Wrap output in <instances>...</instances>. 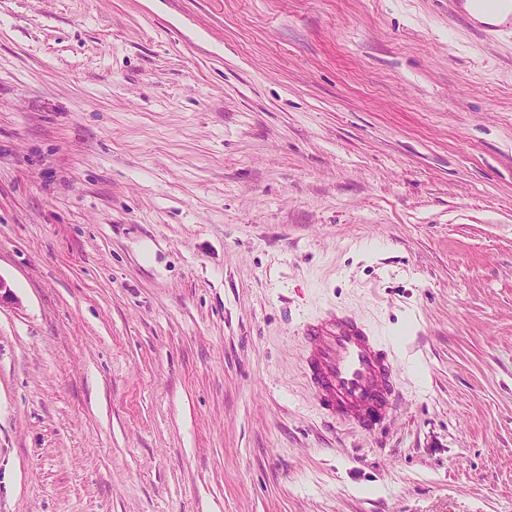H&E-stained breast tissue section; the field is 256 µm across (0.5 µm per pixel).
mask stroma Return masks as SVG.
Here are the masks:
<instances>
[{
	"label": "stroma",
	"mask_w": 512,
	"mask_h": 512,
	"mask_svg": "<svg viewBox=\"0 0 512 512\" xmlns=\"http://www.w3.org/2000/svg\"><path fill=\"white\" fill-rule=\"evenodd\" d=\"M0 280V512H512V31L0 0ZM331 307L377 433L304 384ZM304 374L319 408L374 431L394 409L396 372L374 336L357 318L329 310L302 332Z\"/></svg>",
	"instance_id": "1"
}]
</instances>
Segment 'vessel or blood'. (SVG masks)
<instances>
[{
	"instance_id": "obj_1",
	"label": "vessel or blood",
	"mask_w": 512,
	"mask_h": 512,
	"mask_svg": "<svg viewBox=\"0 0 512 512\" xmlns=\"http://www.w3.org/2000/svg\"><path fill=\"white\" fill-rule=\"evenodd\" d=\"M476 14L475 28L489 35L512 28V0H456ZM304 374L319 408L373 431L394 409L395 367L357 318L329 310L302 332Z\"/></svg>"
}]
</instances>
